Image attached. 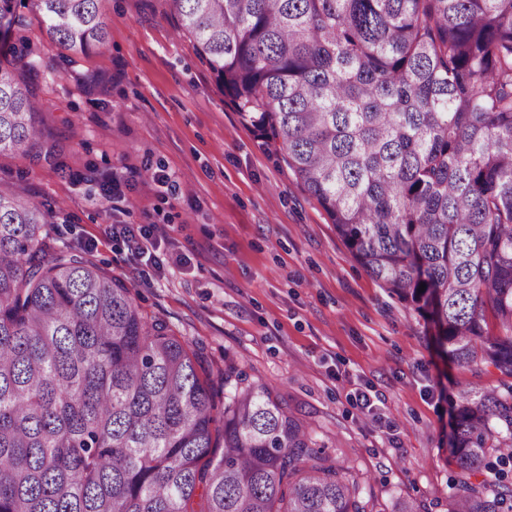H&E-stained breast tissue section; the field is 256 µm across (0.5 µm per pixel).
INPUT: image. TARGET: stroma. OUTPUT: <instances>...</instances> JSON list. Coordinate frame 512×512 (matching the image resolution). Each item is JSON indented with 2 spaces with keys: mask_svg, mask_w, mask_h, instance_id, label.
I'll return each mask as SVG.
<instances>
[{
  "mask_svg": "<svg viewBox=\"0 0 512 512\" xmlns=\"http://www.w3.org/2000/svg\"><path fill=\"white\" fill-rule=\"evenodd\" d=\"M102 11L106 42L87 54L61 50L30 13L13 30L62 165L0 154V188L51 205L58 244L90 252L146 317L203 347L213 375L235 364L305 415L371 512H398L403 498L448 512L449 397L512 378L438 354L433 328L368 275L228 102L170 0H103ZM114 224L163 229V269ZM364 385L380 397L372 416L355 401Z\"/></svg>",
  "mask_w": 512,
  "mask_h": 512,
  "instance_id": "stroma-1",
  "label": "stroma"
}]
</instances>
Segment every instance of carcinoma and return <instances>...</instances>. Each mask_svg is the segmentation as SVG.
<instances>
[{
    "label": "carcinoma",
    "instance_id": "carcinoma-1",
    "mask_svg": "<svg viewBox=\"0 0 512 512\" xmlns=\"http://www.w3.org/2000/svg\"><path fill=\"white\" fill-rule=\"evenodd\" d=\"M62 49L100 0H0ZM244 119L449 362L512 378V0H172ZM0 62V153L57 156ZM52 210L0 189V512H370L307 421L140 312ZM426 285L419 291L420 285ZM491 311L498 333L487 328ZM448 512H512V385L457 387Z\"/></svg>",
    "mask_w": 512,
    "mask_h": 512
}]
</instances>
